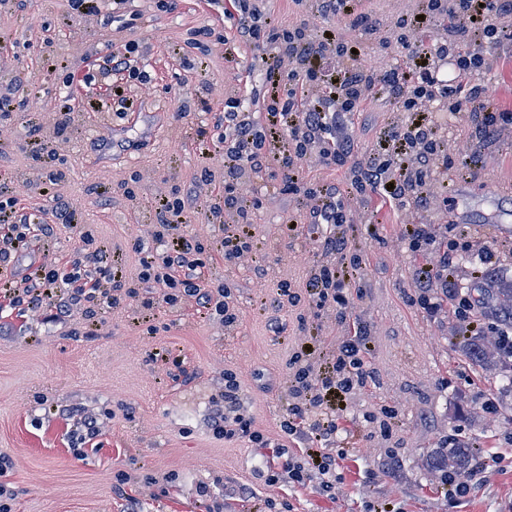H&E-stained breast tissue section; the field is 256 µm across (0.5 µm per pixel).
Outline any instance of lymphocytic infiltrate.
<instances>
[{"mask_svg": "<svg viewBox=\"0 0 512 512\" xmlns=\"http://www.w3.org/2000/svg\"><path fill=\"white\" fill-rule=\"evenodd\" d=\"M264 0H239L236 36L245 43L265 42L273 53L263 55L266 93L265 120L253 127L240 112L224 113V125L235 133V141L224 152V208L234 213L237 230L224 237L218 248L225 263H237L249 250L252 214L258 200L245 198L239 191L243 177L266 169L278 161L284 183L298 195L312 223L329 228L320 242L327 261L318 265L310 283L309 296L317 307H347V288L359 268V259L349 258L347 239L336 228L346 223L344 191L334 185L302 192L297 181L298 163L310 156L316 144L334 142L333 151L323 153L324 161L345 165L351 156L349 141L342 130L352 112L369 98L382 94L390 98L404 121L386 133L382 150L370 153L357 164L352 191H373L398 209L431 208L435 203L433 187L449 177L469 178L478 174L482 164L476 156L454 158L442 126L439 112L467 115L475 131L512 133V110L493 107L492 90L478 78L488 65L484 44L512 50V0H419L415 12L401 16L399 29L422 32L448 18L447 28L430 43L402 40L408 51L406 65L379 71L371 64L353 61V44L337 40L335 33L324 31L312 37L308 26H285L262 22ZM452 65V77L440 74V61ZM278 153H271V146ZM184 205L161 203L160 228L156 239L165 252L161 269L154 279L167 292L164 301H172V289L180 287L195 297L201 307L213 306L233 322L229 306L230 289L213 294L202 284L203 247L178 235ZM80 258L69 260L67 267H51L33 282L9 284L0 297L9 305H27L40 311L44 321L57 322L74 305L87 302L100 307H115L121 297L139 296L116 272L109 273L111 288L101 286L100 277L82 273ZM457 266L448 252H440L437 262L424 264L418 286L424 291L423 305L429 314H437L440 305L430 292L448 290L455 282ZM66 288L65 299H58L59 288ZM370 350L365 330L354 331L336 348L327 372L313 376L308 368H298L291 379L294 401L284 422L287 433L306 437L311 444L330 442L336 433L333 413L337 404L363 387L369 377L365 356ZM240 385L233 372L224 374V409L216 413L215 433L227 440L249 436L250 426L239 412Z\"/></svg>", "mask_w": 512, "mask_h": 512, "instance_id": "1", "label": "lymphocytic infiltrate"}]
</instances>
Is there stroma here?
<instances>
[{
    "mask_svg": "<svg viewBox=\"0 0 512 512\" xmlns=\"http://www.w3.org/2000/svg\"><path fill=\"white\" fill-rule=\"evenodd\" d=\"M228 5L128 0L116 10L99 0L83 14L69 0L22 8L0 0V96L13 100L0 118V201H15L10 221L29 225L10 255L14 279L77 256L92 273L122 269L141 297L159 300L148 310L126 298L51 324L23 305L0 310V485L11 512H512V395H498L495 372L468 357L451 304L434 316L423 309L416 280L425 259L403 235L408 222L431 224L436 247L483 242L499 267L512 268V223L492 221L512 210V137L480 138L448 117L449 146L477 155L482 169L449 177L447 205L405 213L372 192L351 196L340 228L361 258L350 304L316 308L307 288L325 230L288 193L278 163L242 185L260 202L249 252L229 265L215 254L225 229L212 217L224 204V107L236 103L254 123L264 115L265 47L236 41ZM414 8L413 0H356L353 13L323 14L314 0L265 4L272 21L333 31L379 65L403 64L396 21ZM357 11L375 30L355 27ZM129 44L140 78H100ZM97 111L109 113L112 138L92 124ZM399 118L381 95L353 113V159L379 149ZM44 145L55 154L35 163ZM99 154L111 163L94 165ZM299 178L305 190L344 187L351 171L314 156L300 162ZM164 198L183 201L179 232L210 255L205 287L230 285L234 323L190 297L163 303V284L139 281L143 259L162 258L155 232ZM62 205L74 224L56 222ZM284 282L295 303L280 300ZM356 324L368 334L371 376L336 413L333 485L315 473L295 482L291 469L308 458L305 441L282 427L293 367L323 371ZM228 370L262 444L213 431ZM88 419L98 426L91 438ZM458 441L473 449V489L456 498L431 460Z\"/></svg>",
    "mask_w": 512,
    "mask_h": 512,
    "instance_id": "1",
    "label": "stroma"
}]
</instances>
